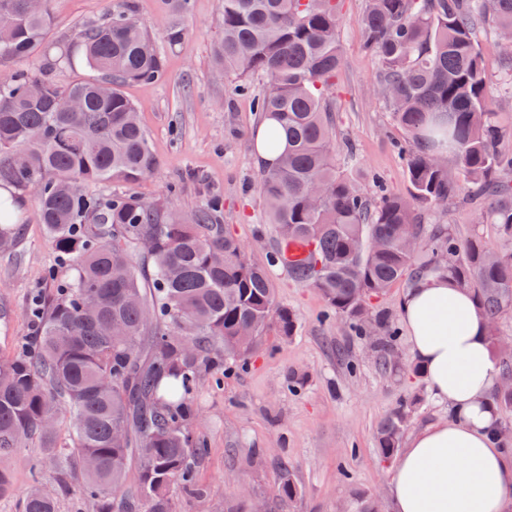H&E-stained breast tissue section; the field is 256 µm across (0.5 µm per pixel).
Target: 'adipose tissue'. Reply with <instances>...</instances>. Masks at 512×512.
I'll return each mask as SVG.
<instances>
[{
    "label": "adipose tissue",
    "instance_id": "obj_1",
    "mask_svg": "<svg viewBox=\"0 0 512 512\" xmlns=\"http://www.w3.org/2000/svg\"><path fill=\"white\" fill-rule=\"evenodd\" d=\"M414 357L448 417L413 432L389 484L393 512H512V450L493 432L500 368L486 318L444 274L419 278L400 304Z\"/></svg>",
    "mask_w": 512,
    "mask_h": 512
}]
</instances>
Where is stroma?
Returning <instances> with one entry per match:
<instances>
[{
	"mask_svg": "<svg viewBox=\"0 0 512 512\" xmlns=\"http://www.w3.org/2000/svg\"><path fill=\"white\" fill-rule=\"evenodd\" d=\"M108 2L51 0L50 42L71 41L83 26L102 19ZM137 4L166 74L155 84H127L124 92L138 107L158 168L139 182L100 183L94 190L104 198L133 194L182 211L220 196L231 233L252 262L265 263L277 233L264 221L262 167L252 138L261 118L249 98L236 94L233 80L214 70L213 47L223 32L221 0H191L182 18L186 36L175 45L162 34L157 0ZM363 8L364 0H344L343 65L329 91L337 139L355 148V162L343 163L342 170L365 193H374L376 176L387 192L406 197L411 185L397 149L403 133L374 91L377 64L362 48L357 23ZM172 185L173 197L167 193ZM21 198V238L12 251L0 252V358L17 354L32 334L33 297H46L69 277L38 221L34 192H22ZM481 214V204L461 202L444 213L423 212L422 220L512 251V240L482 223ZM271 277L279 303L296 315L298 331L288 338L266 336L250 365H225L220 380L202 376L193 428L206 443L197 480L208 493L195 498L172 487L173 512H252L258 502L268 512H362L372 499L379 500L382 512H391L392 468L376 453L379 423L414 394L422 402L409 431L447 418V405L433 397L425 377L382 371L372 347L350 335L314 290L292 281L282 268L272 269ZM341 349L346 358L338 357ZM42 457L35 441L14 451L9 460L13 488L0 497V512H17L35 476L52 478L51 466L34 468ZM286 466L293 469L299 491L291 510L276 495Z\"/></svg>",
	"mask_w": 512,
	"mask_h": 512,
	"instance_id": "obj_1",
	"label": "stroma"
}]
</instances>
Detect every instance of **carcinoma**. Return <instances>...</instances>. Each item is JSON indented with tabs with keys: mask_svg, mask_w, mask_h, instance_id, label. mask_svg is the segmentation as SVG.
I'll return each instance as SVG.
<instances>
[{
	"mask_svg": "<svg viewBox=\"0 0 512 512\" xmlns=\"http://www.w3.org/2000/svg\"><path fill=\"white\" fill-rule=\"evenodd\" d=\"M189 2L162 0L170 44L184 36L173 16ZM221 15L216 69L243 95L263 78L253 107L276 122L267 144L278 160L260 178L265 217L279 241L307 247L288 275L373 344L386 369L420 374L393 358L396 331L374 301L429 272L448 274L471 294L497 348L499 319L512 313V252L490 262L481 237L429 229L421 211L453 204L465 189L488 202L482 223L512 238V125L490 108L498 86L480 49L486 29L512 32V0H365L363 49L376 59L379 93L406 134L409 198L381 191L372 199L340 171L327 98L343 65L342 0H222ZM51 25L48 0H0V64L44 54ZM77 58L97 76L63 88L24 70L0 80V184L34 190L51 247L72 270L22 352L0 361V456L33 438L56 456L55 477L29 490L21 512H58L59 498L75 491L93 512H114L112 494L133 460L137 491L126 512H173L171 486L206 495L197 481L206 447L192 430L202 373L228 360L247 363L264 336L288 338L298 323L276 298L269 267L280 265L278 252L265 265L251 262L224 224L219 197L185 215L134 195L105 202L91 190L135 183L158 168L122 91L164 75L135 0H118L103 22L55 47L45 67ZM412 234L422 245L408 253L401 241ZM420 404L414 395L380 423L381 462L396 457ZM116 425L127 428L125 440L112 437ZM277 496L297 500L286 469Z\"/></svg>",
	"mask_w": 512,
	"mask_h": 512,
	"instance_id": "cac0c4a2",
	"label": "carcinoma"
}]
</instances>
